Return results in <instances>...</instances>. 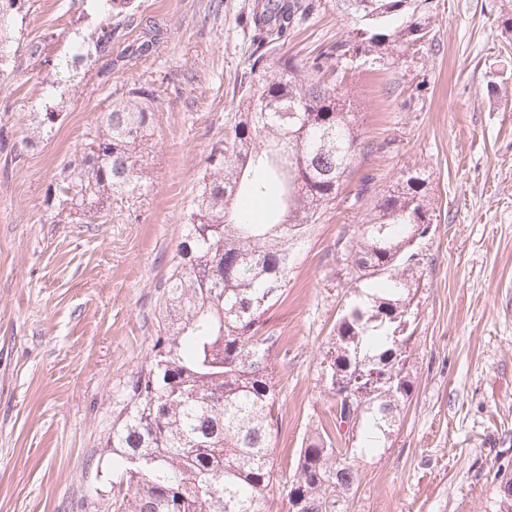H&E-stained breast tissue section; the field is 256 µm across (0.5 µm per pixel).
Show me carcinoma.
<instances>
[{
    "label": "carcinoma",
    "instance_id": "carcinoma-1",
    "mask_svg": "<svg viewBox=\"0 0 512 512\" xmlns=\"http://www.w3.org/2000/svg\"><path fill=\"white\" fill-rule=\"evenodd\" d=\"M27 0H0V60L8 31ZM109 19L133 0H92ZM349 38L304 62L273 61L288 32L319 13L320 0H254L253 49L240 83L239 115L215 144L185 214L178 261L162 292L158 329L146 368L129 377L113 410L105 447L112 449V499L118 512H266L276 482L273 442L282 408L264 316L288 288L293 256L349 182L370 145L359 131L338 80L346 56L428 41L430 0H335ZM123 36L115 26L96 41L105 54ZM150 25L115 66L132 68L159 41ZM154 90L133 86L104 113L94 139L69 164L61 191L94 223L112 198L146 189L142 152L154 135L145 101ZM421 168L381 197L373 214L340 238L365 285L345 307L323 361L328 379L362 388L374 376H397L392 393L368 400L358 421L361 446L336 447L345 405L333 401L326 421L303 440L285 486L288 512H350L360 486L355 457L376 453L400 419L413 384L399 374L407 342L390 329L409 314L420 254L407 248L417 224L432 230L433 203ZM279 194L265 221L234 207L240 197ZM495 512H512V462L493 477Z\"/></svg>",
    "mask_w": 512,
    "mask_h": 512
}]
</instances>
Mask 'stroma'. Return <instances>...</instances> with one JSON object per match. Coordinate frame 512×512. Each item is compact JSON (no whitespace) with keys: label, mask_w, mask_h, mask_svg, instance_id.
Instances as JSON below:
<instances>
[{"label":"stroma","mask_w":512,"mask_h":512,"mask_svg":"<svg viewBox=\"0 0 512 512\" xmlns=\"http://www.w3.org/2000/svg\"><path fill=\"white\" fill-rule=\"evenodd\" d=\"M252 2L134 0L111 53L149 21L161 40L107 81L89 0L27 2L10 40L20 68L0 84V512H113L112 396L152 345L183 216L234 121ZM428 26L432 44L398 64L340 72L374 149L265 314L283 401L270 512H288L302 440L332 404L323 354L355 289L338 240L413 167L425 169L436 213L408 316L413 392L384 448L359 461L352 512H489L485 473L500 453L512 458V0H432ZM347 34L323 0L279 51L304 59ZM42 38L48 64L29 62ZM77 41L89 55L72 76L64 62ZM47 81L63 121L37 135ZM145 83L155 95L143 157L151 187L79 223L60 191L63 168L115 89Z\"/></svg>","instance_id":"obj_1"}]
</instances>
